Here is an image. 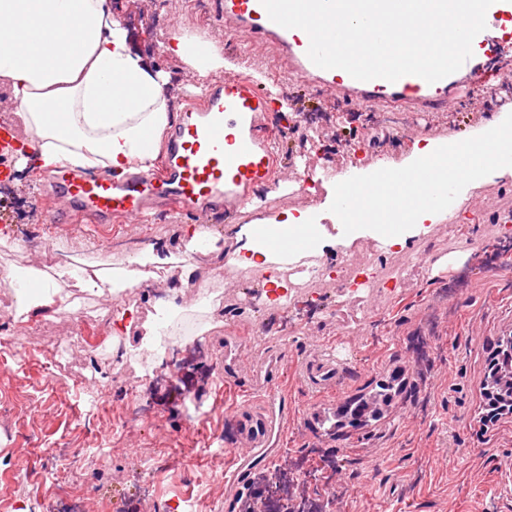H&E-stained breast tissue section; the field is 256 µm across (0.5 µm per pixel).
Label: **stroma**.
Masks as SVG:
<instances>
[{
	"mask_svg": "<svg viewBox=\"0 0 512 512\" xmlns=\"http://www.w3.org/2000/svg\"><path fill=\"white\" fill-rule=\"evenodd\" d=\"M136 52L168 73L184 98L201 82L163 43L179 29L224 38L238 73H262L285 112L270 115L280 147L278 181L288 190L254 191L258 213H309L338 234L325 206V181L360 174L381 158L401 160L414 138L470 133L499 113L512 112V43L493 31L499 53L489 68L459 78L447 107L419 112L393 103H346L340 92L290 76L269 44L227 31L221 0H112ZM498 91L489 97L488 88ZM462 208L405 249L386 253L370 230L345 235L321 261L348 258L378 267L397 265L394 288L347 299L335 280L317 281L298 304L268 303L266 273L227 272L223 255L199 252L188 271L200 287L170 292L168 277L120 291L92 294L74 284L79 317L45 312L0 327V512H228L259 493L262 478L292 468L303 492L331 512H512V418L484 421L487 358L499 336L512 332V244L498 221L512 212V177L464 188ZM187 221L163 214L148 226L116 223L107 237L68 224L57 229L51 255L21 252L32 266L102 270L148 249L181 255ZM12 242L47 238V208L37 175L18 168L0 195V227ZM171 302L187 325L172 343L199 350L197 363L153 366L140 332L155 298ZM258 338L243 345L237 375L218 376L224 339L243 328ZM277 356L288 381V418L272 455L238 488L231 474L238 411L248 397L254 357ZM336 360L331 391L303 380L307 364ZM147 411L129 425L136 408ZM73 448L81 476L77 497L61 491L54 451Z\"/></svg>",
	"mask_w": 512,
	"mask_h": 512,
	"instance_id": "1",
	"label": "stroma"
}]
</instances>
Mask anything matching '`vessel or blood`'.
Returning a JSON list of instances; mask_svg holds the SVG:
<instances>
[{"label":"vessel or blood","mask_w":512,"mask_h":512,"mask_svg":"<svg viewBox=\"0 0 512 512\" xmlns=\"http://www.w3.org/2000/svg\"><path fill=\"white\" fill-rule=\"evenodd\" d=\"M224 26L246 39L273 43L288 62L292 75L337 88L352 100L397 101L426 111L448 102L453 77L435 83L407 75L396 82L359 81L340 69L325 70L307 56L308 35L274 23L260 0H222ZM268 88L254 78L232 71L214 80L201 96L180 104L181 117L169 131L159 165L147 172L121 177H100L60 169L46 196L51 224H88L106 234L113 222L146 223L153 211L176 212L188 217L238 214L258 187L279 171V147L265 123L272 112ZM36 147L29 135L12 121L0 122V175L12 176L8 161L31 157ZM281 373L277 361L257 369L265 381L263 428L278 433L286 417L275 409L274 380ZM270 454L264 441H251L234 457L232 484H240L253 465Z\"/></svg>","instance_id":"1"}]
</instances>
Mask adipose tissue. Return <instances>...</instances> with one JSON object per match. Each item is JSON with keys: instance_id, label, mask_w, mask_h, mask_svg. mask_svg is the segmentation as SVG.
Returning <instances> with one entry per match:
<instances>
[{"instance_id": "obj_1", "label": "adipose tissue", "mask_w": 512, "mask_h": 512, "mask_svg": "<svg viewBox=\"0 0 512 512\" xmlns=\"http://www.w3.org/2000/svg\"><path fill=\"white\" fill-rule=\"evenodd\" d=\"M165 49L201 76L231 66L223 38L206 32L178 31ZM0 89L24 119L43 172L150 170L172 120L168 77L132 50L110 0H0ZM261 226L287 231L292 252H274L258 236ZM235 240L231 263L269 271L275 288L289 264L337 243L303 213L256 218Z\"/></svg>"}]
</instances>
